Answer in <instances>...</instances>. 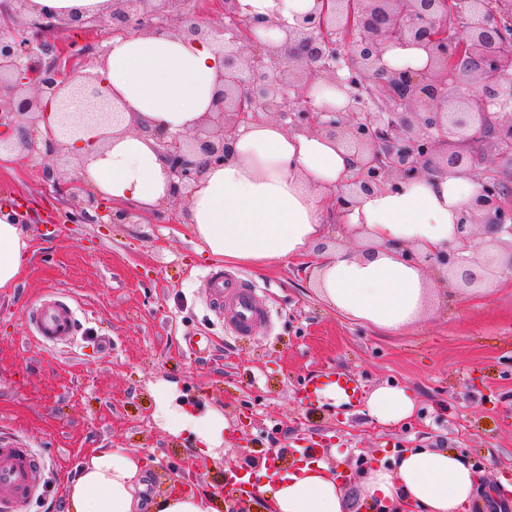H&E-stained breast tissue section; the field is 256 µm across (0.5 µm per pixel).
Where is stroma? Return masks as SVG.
<instances>
[{
  "label": "stroma",
  "instance_id": "35a3bbf8",
  "mask_svg": "<svg viewBox=\"0 0 512 512\" xmlns=\"http://www.w3.org/2000/svg\"><path fill=\"white\" fill-rule=\"evenodd\" d=\"M16 208L34 249L17 287L0 290V433L44 455L48 487L29 512H58L67 480L95 448H130L149 468L148 493L172 479L229 512L224 475L276 456L287 465L313 444L352 478L374 455L441 448L482 473L473 512H512V281L465 293L439 289L408 332L389 336L344 319L316 295L298 262L267 268L229 264L256 284L271 313L254 334L224 329L208 300L214 262L170 200L163 217L88 221L80 203L47 183L37 161L0 154V207ZM60 300L73 306V341L36 343L30 314ZM211 339L190 353L194 334ZM343 370L363 394L412 389L417 407L398 426L372 423L364 402L301 401L304 379ZM214 413L225 427L212 454L174 415Z\"/></svg>",
  "mask_w": 512,
  "mask_h": 512
}]
</instances>
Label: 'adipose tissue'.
I'll use <instances>...</instances> for the list:
<instances>
[{
    "instance_id": "1",
    "label": "adipose tissue",
    "mask_w": 512,
    "mask_h": 512,
    "mask_svg": "<svg viewBox=\"0 0 512 512\" xmlns=\"http://www.w3.org/2000/svg\"><path fill=\"white\" fill-rule=\"evenodd\" d=\"M243 15L270 21L259 30L280 56L289 45L279 21L293 22L314 0H239ZM224 71V52L212 40L131 33L113 38L96 69L115 103L136 121L171 132L193 130L212 111ZM222 165L201 164L189 204L188 227L211 261L256 267L309 260L321 300L337 315L398 335L422 316L434 287L424 268L402 252L423 254L457 244V224L480 185L468 169H450L378 188L333 208L353 172L350 151L320 134L294 133L262 119L239 127ZM79 171L112 203L154 212L171 199L166 164L148 134L115 130L109 144L79 143ZM350 238L377 245L375 254L321 243L329 221ZM33 250L11 212L0 213V289L15 287ZM405 387L382 386L366 414L383 426L415 411ZM147 467L134 450L91 452L64 489V512H213L211 499L172 485L144 501ZM245 502L261 496L269 512H468L480 477L463 456L435 448H405L393 468L370 469L349 484L341 467L308 461L292 468L260 465Z\"/></svg>"
}]
</instances>
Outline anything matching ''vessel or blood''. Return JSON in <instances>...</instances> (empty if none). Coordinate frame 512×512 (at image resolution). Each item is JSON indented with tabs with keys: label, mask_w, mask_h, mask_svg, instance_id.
I'll return each mask as SVG.
<instances>
[{
	"label": "vessel or blood",
	"mask_w": 512,
	"mask_h": 512,
	"mask_svg": "<svg viewBox=\"0 0 512 512\" xmlns=\"http://www.w3.org/2000/svg\"><path fill=\"white\" fill-rule=\"evenodd\" d=\"M206 282L218 313L235 335L252 333L266 319L257 287L223 271L207 274ZM76 322V312L68 304L50 305L37 315L34 333L42 344L65 345L72 339ZM326 391L335 393L348 405L361 397L357 380L341 370L305 380L301 396L311 403ZM41 465L32 449L9 439L0 440V512H29L38 497L36 473Z\"/></svg>",
	"instance_id": "b4317fda"
}]
</instances>
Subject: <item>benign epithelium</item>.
Wrapping results in <instances>:
<instances>
[{
    "label": "benign epithelium",
    "instance_id": "benign-epithelium-1",
    "mask_svg": "<svg viewBox=\"0 0 512 512\" xmlns=\"http://www.w3.org/2000/svg\"><path fill=\"white\" fill-rule=\"evenodd\" d=\"M194 2L114 0L107 20L42 11L18 21L10 33L0 32V127L22 130L28 145L34 133L45 134V181L60 184L57 150L64 141L92 133L102 140L124 121L90 75L72 83L75 61L85 52L51 38L64 26H106L115 36H212L224 43L215 110L186 133L140 128L155 139L178 198L190 199L199 161L223 164L229 137L263 115L294 132L323 134L353 152L354 172L340 190V207L431 171L432 159L448 146L446 170L467 165L468 156L490 141L501 153L512 152V0H317L321 8L293 26L282 25L291 44L285 58L254 34L267 22L240 15L237 0H220L224 22L211 29L190 7ZM390 45L422 49L425 64L389 66L383 55ZM319 84L342 93L346 105L316 107L309 93ZM74 94L86 98L90 111H66L65 100ZM476 179L481 190L457 225L460 248L435 257L405 249L411 261L441 269L462 291L493 277L512 278V187L492 168ZM70 187L97 215L130 218L124 210L108 212L103 197L82 179Z\"/></svg>",
    "mask_w": 512,
    "mask_h": 512
}]
</instances>
